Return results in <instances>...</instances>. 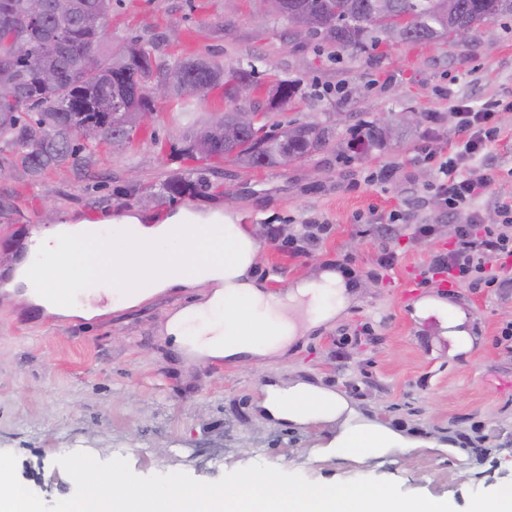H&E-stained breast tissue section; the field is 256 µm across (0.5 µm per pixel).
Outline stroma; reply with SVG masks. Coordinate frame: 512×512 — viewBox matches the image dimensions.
<instances>
[{
	"label": "stroma",
	"mask_w": 512,
	"mask_h": 512,
	"mask_svg": "<svg viewBox=\"0 0 512 512\" xmlns=\"http://www.w3.org/2000/svg\"><path fill=\"white\" fill-rule=\"evenodd\" d=\"M493 25L491 40L340 49L296 33L264 0H112L113 43L139 39L162 68L203 57L227 70L253 67L263 86L297 80V95L274 120L315 123L326 143L285 166L212 162L207 189L169 199L162 183L194 163L170 153L189 117L165 102L149 128L120 146L97 144L82 166L35 179L6 168L0 270L52 219L111 229L138 212L155 222L182 209L220 210L255 230L260 260L251 276L261 290L279 298L328 269L349 299L284 355L256 361L198 357L166 335L168 317L200 301L196 288L90 319L0 298V452L15 456L18 481L49 505L70 498L75 484L57 460L85 451L101 461L125 458L143 477L184 472L214 482L259 463L318 484L389 480L455 512H475L512 484V350L494 342L512 321V288L474 293L421 283L431 256L455 240L443 208L431 204L437 168L458 138L452 105L512 97V16ZM409 111L422 113L421 125L381 146L358 145L359 122ZM428 145L431 160L422 154ZM147 191L157 201L133 202ZM418 220L431 221L434 235L414 237ZM390 221L395 235L381 238L378 223ZM302 224L332 227L307 255L288 246ZM385 247L396 255L387 269L379 265ZM438 299L447 313L423 309ZM453 312L463 317L467 347L448 334ZM299 383L341 396L356 420L384 425L417 448L362 464L315 460L335 424L280 421L261 406L269 387Z\"/></svg>",
	"instance_id": "obj_1"
}]
</instances>
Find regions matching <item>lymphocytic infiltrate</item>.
<instances>
[{
    "label": "lymphocytic infiltrate",
    "instance_id": "obj_1",
    "mask_svg": "<svg viewBox=\"0 0 512 512\" xmlns=\"http://www.w3.org/2000/svg\"><path fill=\"white\" fill-rule=\"evenodd\" d=\"M452 111L459 137L452 157L438 168L436 190L456 224V245L434 255L427 270L474 289L496 288L500 282L488 274L486 261L493 255L512 256V204L500 203L504 220L499 224L483 223L475 205L499 180L488 150L499 137V116L512 111V100L490 101L477 109L458 101Z\"/></svg>",
    "mask_w": 512,
    "mask_h": 512
}]
</instances>
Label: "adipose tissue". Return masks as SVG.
Masks as SVG:
<instances>
[{"mask_svg":"<svg viewBox=\"0 0 512 512\" xmlns=\"http://www.w3.org/2000/svg\"><path fill=\"white\" fill-rule=\"evenodd\" d=\"M121 229L128 244L153 245L154 252L145 262L130 266L126 247L103 235L100 224L63 221L32 232L24 256L11 266L4 286L20 289L28 302L44 306L49 313L85 319L99 315L94 302L102 297L111 298L115 306L129 307L171 288L209 289L204 303L172 316L167 332L179 343L192 338L210 357L247 354L263 359L282 354L303 328L335 313L333 307L320 303L323 294L343 288L341 276L332 271L299 284L286 298L266 296L250 279L259 255L256 238L223 213L181 210L157 224L128 215ZM60 242L73 260L72 287L56 299L30 271L38 259L53 264ZM264 406L273 417L300 424L331 421L345 409L337 395L305 384L269 391ZM411 448V442L395 439L381 426L346 423L324 453L365 460Z\"/></svg>","mask_w":512,"mask_h":512,"instance_id":"adipose-tissue-1","label":"adipose tissue"}]
</instances>
